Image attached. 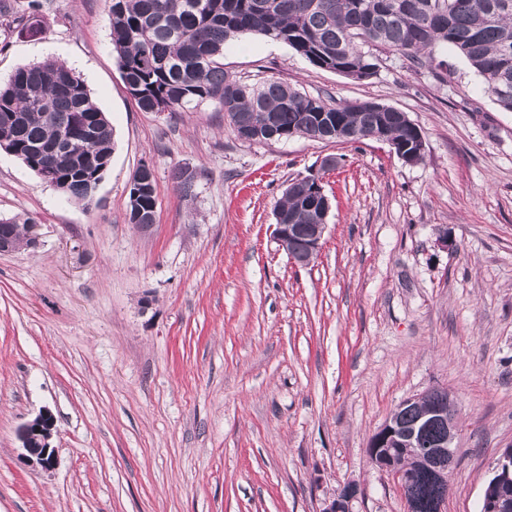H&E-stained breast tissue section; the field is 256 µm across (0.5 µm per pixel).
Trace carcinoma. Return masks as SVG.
Instances as JSON below:
<instances>
[{"mask_svg": "<svg viewBox=\"0 0 512 512\" xmlns=\"http://www.w3.org/2000/svg\"><path fill=\"white\" fill-rule=\"evenodd\" d=\"M115 53L123 82L143 112H190L212 102L236 137L267 143L308 136L320 141L341 125L351 143H362L385 125L383 141L407 149L413 162L418 125L405 113L372 100L341 103L311 97L270 78L258 86L224 71V46L244 34L288 44L313 66L364 80L376 64L363 47L382 46L414 61L432 59L448 46L482 78L484 90L512 112V0H107ZM0 23L18 35L42 32L40 0H27L19 14L0 5ZM0 147L49 177L68 200L89 204L95 174L110 161L112 128L75 70L56 60L18 68L0 85ZM131 224L156 221L154 178L138 168L130 192ZM275 212L300 225L288 250L305 247L314 214L303 180L288 184ZM29 219L0 218V235L23 242ZM448 407V391L433 389L408 404L398 419L438 442L447 430L423 415ZM390 463L400 473L405 500L417 512H434L448 495L435 482L406 439L392 444Z\"/></svg>", "mask_w": 512, "mask_h": 512, "instance_id": "carcinoma-1", "label": "carcinoma"}]
</instances>
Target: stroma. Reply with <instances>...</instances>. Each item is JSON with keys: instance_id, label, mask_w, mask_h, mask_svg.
Instances as JSON below:
<instances>
[{"instance_id": "stroma-1", "label": "stroma", "mask_w": 512, "mask_h": 512, "mask_svg": "<svg viewBox=\"0 0 512 512\" xmlns=\"http://www.w3.org/2000/svg\"><path fill=\"white\" fill-rule=\"evenodd\" d=\"M42 4L37 38L0 27V84L65 61L114 145L87 206L0 149V217H35L40 235L0 255V512H320L349 481L352 512H406L368 444L433 389L457 409L446 512H479L512 445V112L445 49L422 67L372 49L375 74L354 80L248 34L224 48L233 78L397 108L425 157L372 141L245 142L209 103L139 110L105 0ZM143 163L158 191L146 231L128 221ZM180 169L191 196L175 188ZM311 175L331 210L300 267L274 238V210ZM44 409L56 419L47 471L17 438Z\"/></svg>"}]
</instances>
